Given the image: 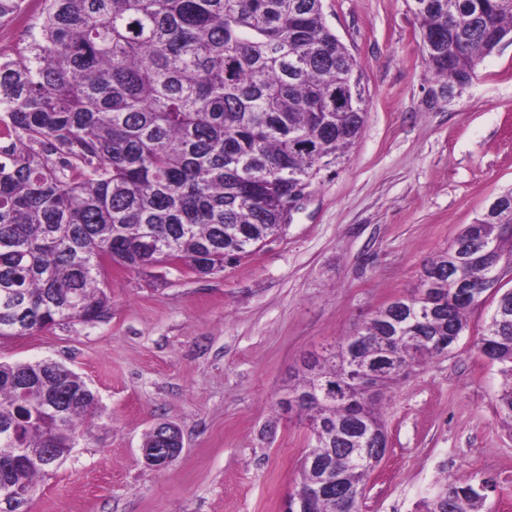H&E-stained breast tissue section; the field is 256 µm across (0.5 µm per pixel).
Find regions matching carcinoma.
I'll return each instance as SVG.
<instances>
[{
	"label": "carcinoma",
	"mask_w": 512,
	"mask_h": 512,
	"mask_svg": "<svg viewBox=\"0 0 512 512\" xmlns=\"http://www.w3.org/2000/svg\"><path fill=\"white\" fill-rule=\"evenodd\" d=\"M39 31L0 60V337L89 322L108 311L106 265H185L210 275L224 259L276 236L277 199L291 179L340 163L365 123L362 73L327 26L322 0H44ZM419 30L441 39L425 56L442 85L471 80L512 40V0H422ZM354 88L345 112L336 90ZM512 210L482 213L474 234L499 255ZM498 262L453 247L426 266L420 288L380 308L321 356L279 406L308 418L332 490L311 512H360L377 401L413 367L442 355L467 314L494 291L476 342L500 365V421L512 427V289ZM467 285L462 299L455 285ZM386 356L378 382L365 363ZM46 360L0 362V484L48 471L47 449L73 445L97 397L74 371ZM323 380L347 389L329 403ZM27 463L13 465L14 449ZM487 494L449 484L426 512H483Z\"/></svg>",
	"instance_id": "obj_1"
}]
</instances>
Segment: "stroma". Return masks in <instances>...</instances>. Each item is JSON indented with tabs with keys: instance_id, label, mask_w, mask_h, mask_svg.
Returning <instances> with one entry per match:
<instances>
[{
	"instance_id": "35a3bbf8",
	"label": "stroma",
	"mask_w": 512,
	"mask_h": 512,
	"mask_svg": "<svg viewBox=\"0 0 512 512\" xmlns=\"http://www.w3.org/2000/svg\"><path fill=\"white\" fill-rule=\"evenodd\" d=\"M323 10L362 71L366 121L291 223L213 275L113 269L103 320L0 338V361L59 362L99 401L92 434L37 478L20 512H283L310 445L307 420L277 406L289 378L417 288L423 265L512 186V44L435 103L411 0ZM492 311L473 310L448 354L384 393L390 449L361 512H421L440 486L485 479V512H512L503 377L475 349ZM163 422L183 449L153 470L141 448Z\"/></svg>"
}]
</instances>
